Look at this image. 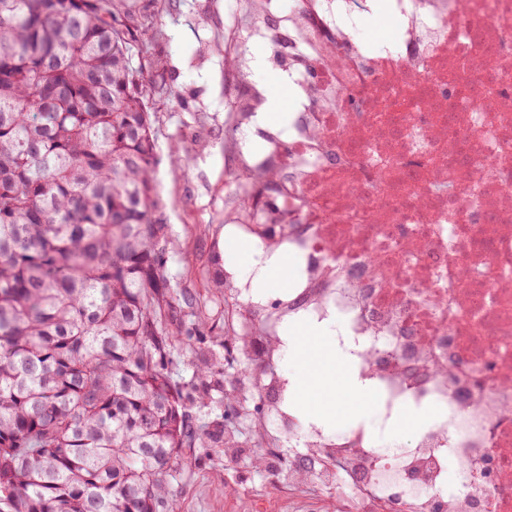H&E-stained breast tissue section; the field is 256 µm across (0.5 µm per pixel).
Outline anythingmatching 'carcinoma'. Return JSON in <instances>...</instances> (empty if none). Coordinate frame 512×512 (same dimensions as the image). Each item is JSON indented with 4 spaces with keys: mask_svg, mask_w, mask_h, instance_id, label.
<instances>
[{
    "mask_svg": "<svg viewBox=\"0 0 512 512\" xmlns=\"http://www.w3.org/2000/svg\"><path fill=\"white\" fill-rule=\"evenodd\" d=\"M156 22L138 0H0V512H181L175 464L217 440L193 408L250 373L233 323L206 340L170 284Z\"/></svg>",
    "mask_w": 512,
    "mask_h": 512,
    "instance_id": "cac0c4a2",
    "label": "carcinoma"
}]
</instances>
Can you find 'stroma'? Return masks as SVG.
<instances>
[{
  "instance_id": "stroma-1",
  "label": "stroma",
  "mask_w": 512,
  "mask_h": 512,
  "mask_svg": "<svg viewBox=\"0 0 512 512\" xmlns=\"http://www.w3.org/2000/svg\"><path fill=\"white\" fill-rule=\"evenodd\" d=\"M231 0H165L149 49L164 89L150 104L157 114L156 178L173 230L168 267L174 288H188L223 325L234 293L214 296L204 288L224 229L225 75L214 45L232 25ZM252 447L224 460L223 444L207 457L179 464L173 487L181 512H291L288 490L272 473L250 465Z\"/></svg>"
}]
</instances>
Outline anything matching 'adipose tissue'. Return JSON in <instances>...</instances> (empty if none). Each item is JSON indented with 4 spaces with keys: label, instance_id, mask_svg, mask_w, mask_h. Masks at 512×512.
Masks as SVG:
<instances>
[{
    "label": "adipose tissue",
    "instance_id": "adipose-tissue-1",
    "mask_svg": "<svg viewBox=\"0 0 512 512\" xmlns=\"http://www.w3.org/2000/svg\"><path fill=\"white\" fill-rule=\"evenodd\" d=\"M252 70L260 85L273 87L258 124L287 126L296 106L287 73L272 72L262 52L253 53ZM222 251L225 266L250 282L255 298L291 288L297 258L287 248L266 253L252 241L230 237L223 240ZM335 335V319L317 322L301 313L282 330L284 359L291 368L285 377L283 407L308 425L327 428L346 418L369 420L370 411L359 402L379 399L377 390L361 380L356 357L334 344Z\"/></svg>",
    "mask_w": 512,
    "mask_h": 512
}]
</instances>
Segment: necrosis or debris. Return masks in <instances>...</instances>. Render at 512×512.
<instances>
[{
	"instance_id": "obj_1",
	"label": "necrosis or debris",
	"mask_w": 512,
	"mask_h": 512,
	"mask_svg": "<svg viewBox=\"0 0 512 512\" xmlns=\"http://www.w3.org/2000/svg\"><path fill=\"white\" fill-rule=\"evenodd\" d=\"M384 4L396 27L375 44L362 36L371 0H292L275 30L262 20L279 0H256L238 34L265 44L298 107L287 127L260 129L263 155L237 149L252 176L224 196L276 168L258 246L289 247L299 267L292 295L245 301L234 350L283 390L280 326L332 317L384 396L370 424L336 434L272 407L330 460L282 466L292 503L332 492L341 512H512V0ZM409 402L446 416L381 447L376 430Z\"/></svg>"
}]
</instances>
